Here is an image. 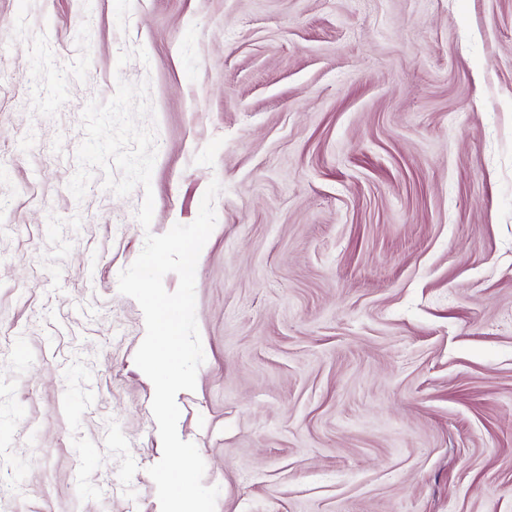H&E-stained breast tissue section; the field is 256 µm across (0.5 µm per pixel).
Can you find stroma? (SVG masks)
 I'll use <instances>...</instances> for the list:
<instances>
[{
  "instance_id": "obj_1",
  "label": "stroma",
  "mask_w": 512,
  "mask_h": 512,
  "mask_svg": "<svg viewBox=\"0 0 512 512\" xmlns=\"http://www.w3.org/2000/svg\"><path fill=\"white\" fill-rule=\"evenodd\" d=\"M121 79L147 227L67 188ZM214 180L176 401L215 512H512V0H0V512H160L118 278Z\"/></svg>"
}]
</instances>
